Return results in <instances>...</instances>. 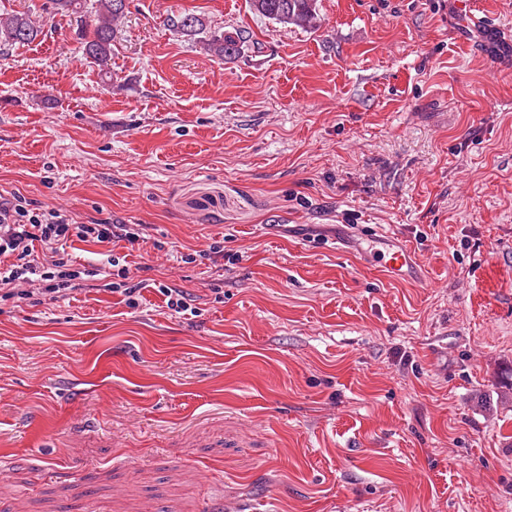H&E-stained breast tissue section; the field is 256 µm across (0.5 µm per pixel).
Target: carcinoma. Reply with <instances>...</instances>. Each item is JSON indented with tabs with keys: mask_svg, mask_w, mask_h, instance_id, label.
Returning a JSON list of instances; mask_svg holds the SVG:
<instances>
[{
	"mask_svg": "<svg viewBox=\"0 0 512 512\" xmlns=\"http://www.w3.org/2000/svg\"><path fill=\"white\" fill-rule=\"evenodd\" d=\"M55 12L74 15L80 19L77 40L82 56L99 69L100 76L112 77V42L116 27L126 16L130 0H94L86 8V0H51ZM318 0H250L251 9L258 15L283 25L302 28L317 27ZM181 34L194 38L207 29L204 16L181 12L170 18ZM40 31L37 23L26 13H0V46L27 45L36 40ZM201 49L219 60L236 57L247 48L255 47L249 32L234 35H211L199 41Z\"/></svg>",
	"mask_w": 512,
	"mask_h": 512,
	"instance_id": "carcinoma-1",
	"label": "carcinoma"
}]
</instances>
